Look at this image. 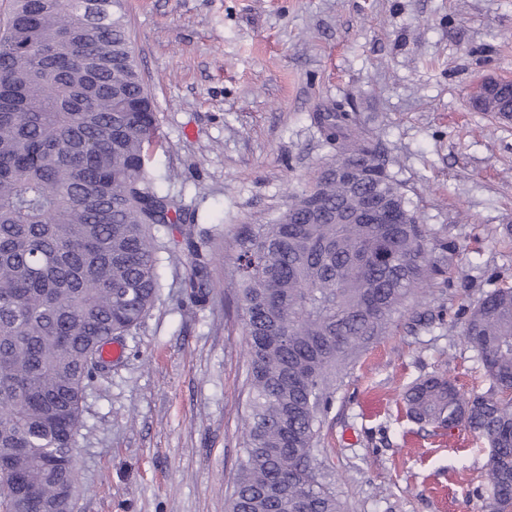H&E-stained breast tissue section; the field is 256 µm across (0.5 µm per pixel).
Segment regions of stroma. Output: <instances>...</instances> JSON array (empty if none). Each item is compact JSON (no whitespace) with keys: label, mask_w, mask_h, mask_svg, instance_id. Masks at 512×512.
Segmentation results:
<instances>
[{"label":"stroma","mask_w":512,"mask_h":512,"mask_svg":"<svg viewBox=\"0 0 512 512\" xmlns=\"http://www.w3.org/2000/svg\"><path fill=\"white\" fill-rule=\"evenodd\" d=\"M156 103L162 190L196 211L212 257L196 307L187 265L121 359L90 382L74 512H227L243 456L246 338L236 238L283 211L333 155L312 119L336 105L378 142L421 224L457 252L415 312L341 371L317 458L344 512H490L489 450L417 424L398 395L440 374L487 392L460 311L512 283V120L470 107L512 79V0H124ZM430 323L414 324L413 313Z\"/></svg>","instance_id":"obj_1"}]
</instances>
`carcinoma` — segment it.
Wrapping results in <instances>:
<instances>
[{
  "label": "carcinoma",
  "mask_w": 512,
  "mask_h": 512,
  "mask_svg": "<svg viewBox=\"0 0 512 512\" xmlns=\"http://www.w3.org/2000/svg\"><path fill=\"white\" fill-rule=\"evenodd\" d=\"M482 112L512 83L481 94ZM336 161L371 165L362 186L323 172L286 210L237 238L247 338L244 459L230 512H342L314 456L340 367L391 332L452 256L429 238L403 186L348 112H317ZM156 105L141 76L123 0H14L0 26V508L43 512L74 487L85 390L101 346L138 327L159 294L169 250L153 230L177 227L194 305L209 297L211 259L182 199L156 189ZM372 193L400 217L348 222ZM464 342L493 389L431 375L402 395L407 415L461 427L490 448L491 512H512V285L465 311ZM287 488L269 494L274 479Z\"/></svg>",
  "instance_id": "cac0c4a2"
}]
</instances>
